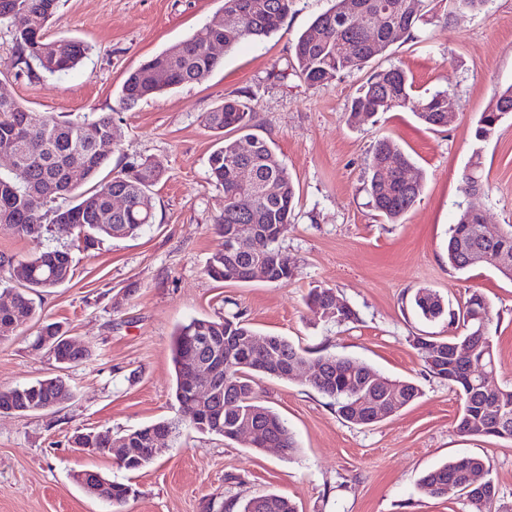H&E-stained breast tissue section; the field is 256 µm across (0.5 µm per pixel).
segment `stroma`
<instances>
[{"mask_svg":"<svg viewBox=\"0 0 512 512\" xmlns=\"http://www.w3.org/2000/svg\"><path fill=\"white\" fill-rule=\"evenodd\" d=\"M223 5L59 0L48 36L88 47L81 63L61 74L19 71L13 33L0 24V93L73 119L111 114L120 137L109 169L147 158L165 166L152 190L155 220L137 237L108 238L86 250L72 239L45 236V245L70 252L75 274L42 294V317L61 323L92 355L60 369L34 348L31 321L0 341V390L61 374L73 392L55 410L0 414V512H112L76 483L75 473L84 470L133 488L125 512H220L226 503L270 492L289 497L298 512H470L456 491L431 497L419 486L426 471L463 455L485 460L497 512H512V441L457 433V394L425 372L413 346L414 337L429 332L447 335L448 320L424 321L409 304L420 288L453 306L469 293L483 294L499 315L494 381L512 385V281L484 267L462 273L446 259L448 227L460 208L480 210L493 233L512 224V116L486 142L474 138L480 114L512 85V0H489L477 14L436 13L418 39L396 42L372 60L375 68L401 66L418 93L454 95L456 119L437 130L403 110L349 122L348 106L367 70L317 88L295 75L288 46L331 0H293L279 32L223 52L206 79L120 105L130 71L189 37ZM244 91L255 98L253 133L271 144L296 186L297 217L282 241L295 276L285 283L218 282L206 273L223 242L215 230L223 192L209 179L216 141L203 118ZM384 136L424 174L419 201L397 224L378 216L364 190L366 162ZM476 151L487 182L479 195L462 178ZM317 285L335 289L357 322L339 325L308 308L305 296ZM232 313L261 334L413 379L422 395L391 418L356 425L341 420L332 399L305 379L260 378L261 399L297 441L290 458L187 425L163 439V452L137 471L115 455L72 446L78 432L122 434L175 418V328Z\"/></svg>","mask_w":512,"mask_h":512,"instance_id":"35a3bbf8","label":"stroma"}]
</instances>
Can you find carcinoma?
Instances as JSON below:
<instances>
[{"label": "carcinoma", "mask_w": 512, "mask_h": 512, "mask_svg": "<svg viewBox=\"0 0 512 512\" xmlns=\"http://www.w3.org/2000/svg\"><path fill=\"white\" fill-rule=\"evenodd\" d=\"M443 0H418L417 9L406 8V0H334V5L318 15L289 47V56L296 76L309 87H324L337 78L360 70L390 45L415 38L418 24ZM488 0H448L446 15L457 10L480 12ZM58 7V0H0V23L13 28L12 50L18 64L34 73L55 74L74 69L84 57L87 45L75 39H51L45 28L30 27L28 15L39 14L48 23ZM292 7V0H224L221 12L188 38L154 55L131 71L120 90V102L131 106L168 89L205 79L221 64V57L209 53L213 40L232 48L243 41H261L278 32ZM232 22L224 23V16ZM167 74L165 83H153L155 71ZM452 95L437 91L431 95L416 93L406 71L397 65L375 70L351 100L349 118L369 120L384 112L404 109L429 129L448 125V100ZM255 112L253 98L236 95L207 113L206 126L217 136L218 146L208 158L211 182L224 192L223 221L215 225L224 236V246L233 251L219 250L212 254L207 275L216 281L243 282L241 269L253 261L269 262L271 278L281 282L294 276V263L281 249L276 237L278 225L295 220L296 188L286 165L268 142L253 134L246 135L257 143L253 154L239 152V141L224 136V131H243L250 127ZM512 114V86L497 93L495 105L481 113L474 137L484 142L495 133L502 119ZM114 130L112 116L69 119L51 112H35L17 101L0 105V152H15L20 156L23 173L0 174V224L33 245L26 257L16 259L0 256V269L16 287L9 289L12 307H0V340L14 334L21 321L34 318L36 304L31 294H39L70 280L74 275L71 254L44 245V234L53 232L70 237L89 249L105 238H126L138 235L154 221L152 187L163 175V165L154 159L132 163L110 178H99L108 155L91 150L96 134ZM75 151L86 158V176L93 186L77 191L68 179V162ZM415 171L413 181L405 179L407 170ZM248 174L256 181L273 180L279 195L273 199L251 196L241 191L240 179ZM469 188L484 191L482 161L479 153L463 174ZM423 190L422 173L415 169L409 154L394 140L384 137L377 141L367 162L365 191L369 202L381 217L392 224L416 204ZM120 193L125 207L112 209V195ZM482 215L470 209L460 211L457 221L448 230V266L456 271L476 267L467 264L469 251L478 247L487 257L481 266L493 267V260L502 247L512 250V225L499 238H482L479 227ZM245 224H264L265 233L245 236ZM337 293L333 288L317 286L309 290V306H326ZM486 298L473 292L454 310L429 288H420L411 299L413 309L425 320L436 321L448 316L454 332L448 336H418L414 347L424 363L425 371L448 381L461 400L457 419L458 433L470 437L495 436L512 440V387L479 393L465 378H450L448 349L468 344L476 364L495 363V349L489 347L492 335L478 334L476 315L483 310ZM246 320L237 314L216 318H192L179 325L171 343V362L175 374V399L186 422L202 433H215L229 440L237 439L235 428L243 420H251L258 432L253 448H281L287 457L297 452V443L287 425L273 409L257 396L256 378L267 375L274 366L305 361L320 370V379L312 386L334 401L336 414L344 421L369 425L368 410L373 404H389L391 411L400 412L421 395L419 387L406 379H392L379 374L359 360L296 347L281 336H265V347L255 350L238 345L242 336H256ZM36 346L48 349L58 362L65 365L85 359L84 350L68 342L66 332L56 323L39 327ZM197 347L202 359L216 358L224 369L220 384L214 388L204 405L188 402L189 350ZM72 396L67 382L61 377L39 380L32 384L0 391V407L21 413L35 412L43 405L61 406ZM500 416L503 432L485 430L489 417ZM181 420L160 421L123 435L105 431L85 434L75 441L83 448H106L113 440L124 441L129 456L124 467L138 470L151 462L145 458L156 437L175 433ZM486 468L479 456H462L429 472L420 480L421 490L432 497L448 492V481L464 485L470 471ZM93 496L112 505L113 512H123L129 500L126 485L102 475L94 479ZM497 497L493 480L484 490L473 494L471 512H492ZM239 512H297L286 496L268 493L253 497L241 505Z\"/></svg>", "instance_id": "obj_1"}]
</instances>
